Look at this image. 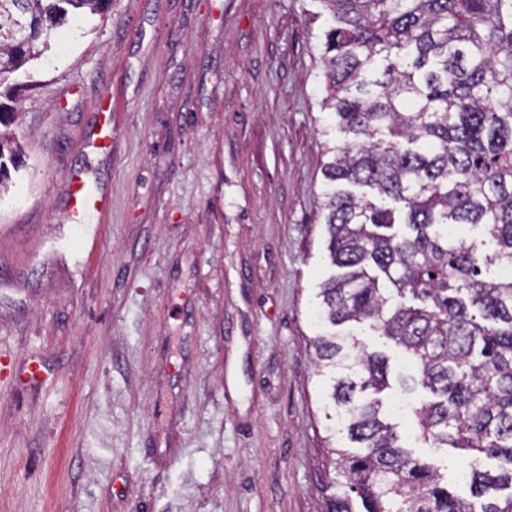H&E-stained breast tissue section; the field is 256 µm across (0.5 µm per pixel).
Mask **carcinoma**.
Segmentation results:
<instances>
[{
  "mask_svg": "<svg viewBox=\"0 0 512 512\" xmlns=\"http://www.w3.org/2000/svg\"><path fill=\"white\" fill-rule=\"evenodd\" d=\"M112 0H0V88L83 15ZM322 102L343 138L322 165L335 273L319 284L313 340L327 398L351 451L331 449L329 512H512V0H318ZM23 147L0 132V195ZM483 226L498 250L456 244L448 225ZM368 325L414 365L427 394L417 438L496 459L467 471L475 510L440 471L400 444L386 411L388 356L350 329Z\"/></svg>",
  "mask_w": 512,
  "mask_h": 512,
  "instance_id": "cac0c4a2",
  "label": "carcinoma"
}]
</instances>
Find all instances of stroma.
Here are the masks:
<instances>
[{
    "instance_id": "stroma-1",
    "label": "stroma",
    "mask_w": 512,
    "mask_h": 512,
    "mask_svg": "<svg viewBox=\"0 0 512 512\" xmlns=\"http://www.w3.org/2000/svg\"><path fill=\"white\" fill-rule=\"evenodd\" d=\"M319 10L112 0L20 74L25 156L0 196V512H326ZM80 170L106 193L82 226L63 202ZM396 421L468 495L456 450Z\"/></svg>"
}]
</instances>
